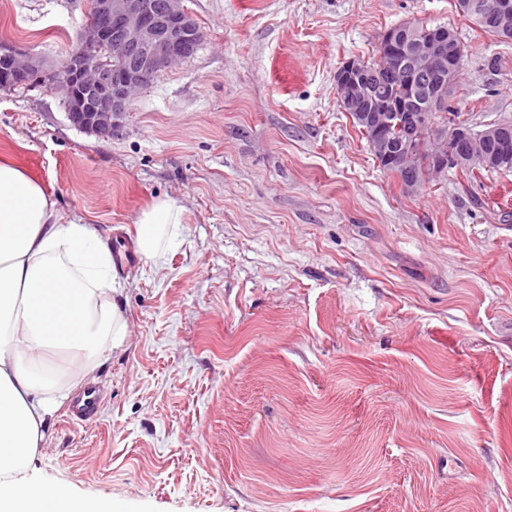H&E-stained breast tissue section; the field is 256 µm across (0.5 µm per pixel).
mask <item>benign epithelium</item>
Wrapping results in <instances>:
<instances>
[{
    "mask_svg": "<svg viewBox=\"0 0 512 512\" xmlns=\"http://www.w3.org/2000/svg\"><path fill=\"white\" fill-rule=\"evenodd\" d=\"M468 8L498 37L512 39V0H470ZM199 27L182 0H165L159 11L144 0H91L89 19L80 25L76 43L65 59L46 68L41 58L0 43V89L36 82L61 93L70 123L98 139L110 140L138 92L196 51ZM462 45L448 27L428 29L407 20L386 30L377 46L379 77L365 76L367 60L350 57L335 73L343 111L372 130L378 157L407 189L420 184L410 170L407 146L441 112L456 91L450 78L460 64ZM407 95L391 103L392 86ZM430 173L445 169L476 171L508 157L512 128L491 123L479 138L463 122L448 130L433 127ZM496 147L488 151L487 145Z\"/></svg>",
    "mask_w": 512,
    "mask_h": 512,
    "instance_id": "1",
    "label": "benign epithelium"
}]
</instances>
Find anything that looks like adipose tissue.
I'll return each mask as SVG.
<instances>
[{
	"label": "adipose tissue",
	"mask_w": 512,
	"mask_h": 512,
	"mask_svg": "<svg viewBox=\"0 0 512 512\" xmlns=\"http://www.w3.org/2000/svg\"><path fill=\"white\" fill-rule=\"evenodd\" d=\"M184 223L176 200L153 199L136 219L141 261L158 262ZM114 266L94 225L63 218L38 181L0 159V512H113L19 475L72 389L124 346Z\"/></svg>",
	"instance_id": "adipose-tissue-1"
}]
</instances>
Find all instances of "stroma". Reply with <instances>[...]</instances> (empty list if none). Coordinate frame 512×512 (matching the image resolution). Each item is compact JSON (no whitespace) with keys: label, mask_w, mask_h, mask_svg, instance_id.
<instances>
[{"label":"stroma","mask_w":512,"mask_h":512,"mask_svg":"<svg viewBox=\"0 0 512 512\" xmlns=\"http://www.w3.org/2000/svg\"><path fill=\"white\" fill-rule=\"evenodd\" d=\"M191 57L103 141L57 93L0 90V156L133 246L185 207L158 263L117 271L123 350L93 423L59 408L31 481L121 512H512V172L406 191L334 73L406 20L466 47L474 129L512 122V41L454 0H183ZM87 0H0V42L59 64ZM136 247L144 264L158 263L166 248L172 246L184 229L185 210L170 197L153 199L138 215Z\"/></svg>","instance_id":"obj_1"}]
</instances>
